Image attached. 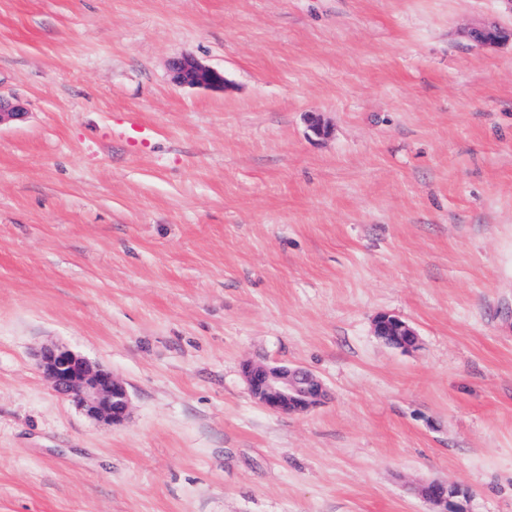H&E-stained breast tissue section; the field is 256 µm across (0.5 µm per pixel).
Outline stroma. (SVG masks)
I'll return each instance as SVG.
<instances>
[{
    "instance_id": "stroma-1",
    "label": "stroma",
    "mask_w": 512,
    "mask_h": 512,
    "mask_svg": "<svg viewBox=\"0 0 512 512\" xmlns=\"http://www.w3.org/2000/svg\"><path fill=\"white\" fill-rule=\"evenodd\" d=\"M503 0H0V512H512ZM190 54L223 88L175 82ZM320 122L325 134L311 125ZM408 322L415 348L373 334ZM131 396L107 425L36 366ZM325 387L250 396L244 363ZM471 36L482 47H494L505 40L508 33L499 24L491 22L476 28ZM373 329L375 336L391 347L408 350L416 345L418 334L415 329L397 316L389 314L378 316L374 322ZM388 336H405L408 340H401L400 343L395 344L388 339ZM37 365L57 394L74 400L91 418L112 425L126 419L129 390L111 371L58 344L43 347ZM243 376L256 403L275 414L305 411L324 396L322 382L300 367L250 364ZM459 494L457 488L438 482L429 483L423 490V498L437 508L432 512H465L453 501Z\"/></svg>"
}]
</instances>
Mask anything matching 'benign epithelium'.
Masks as SVG:
<instances>
[{
	"mask_svg": "<svg viewBox=\"0 0 512 512\" xmlns=\"http://www.w3.org/2000/svg\"><path fill=\"white\" fill-rule=\"evenodd\" d=\"M471 36L482 47H494L505 40L508 33L499 24L491 22L472 31ZM173 70L177 82L182 85L225 86L224 73L191 55L175 61ZM373 329L375 336L391 347L408 350L416 345L415 329L397 316H378ZM37 365L54 391L74 400L88 416L112 424L126 419L130 406L129 390L112 372L94 366L86 357L58 344L43 347ZM243 376L256 403L275 414L305 411L324 396L322 382L300 367L250 364L244 368ZM459 494L457 488L438 482L428 484L423 490V498L436 507L435 512H464L454 502Z\"/></svg>",
	"mask_w": 512,
	"mask_h": 512,
	"instance_id": "1",
	"label": "benign epithelium"
}]
</instances>
